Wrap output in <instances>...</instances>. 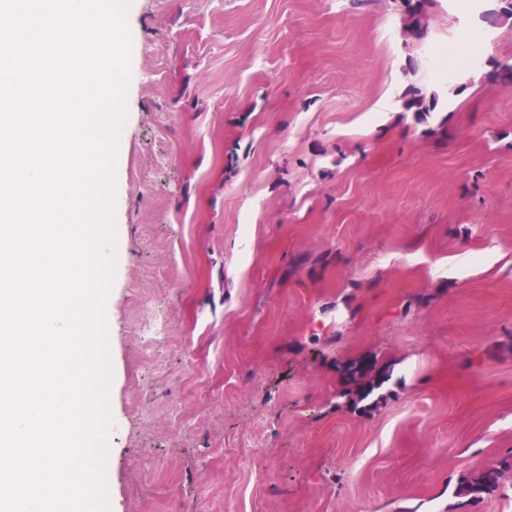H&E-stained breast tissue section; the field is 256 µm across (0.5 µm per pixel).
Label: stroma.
I'll use <instances>...</instances> for the list:
<instances>
[{
	"label": "stroma",
	"mask_w": 512,
	"mask_h": 512,
	"mask_svg": "<svg viewBox=\"0 0 512 512\" xmlns=\"http://www.w3.org/2000/svg\"><path fill=\"white\" fill-rule=\"evenodd\" d=\"M132 0L110 512H512V20ZM461 86L427 120L410 84ZM393 373L354 407L337 364ZM414 0H403L404 16L407 20L405 27L413 34L416 38H422L427 32V16L425 14V3L426 0H416L418 3L413 5ZM498 478L499 470L496 467L483 470L462 483L457 494L468 497L471 502L480 500L498 489Z\"/></svg>",
	"instance_id": "stroma-1"
}]
</instances>
